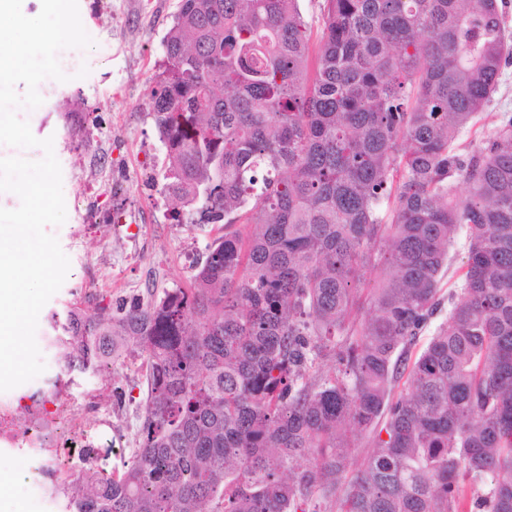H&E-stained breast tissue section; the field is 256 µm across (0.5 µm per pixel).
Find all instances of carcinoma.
I'll return each instance as SVG.
<instances>
[{
    "label": "carcinoma",
    "mask_w": 512,
    "mask_h": 512,
    "mask_svg": "<svg viewBox=\"0 0 512 512\" xmlns=\"http://www.w3.org/2000/svg\"><path fill=\"white\" fill-rule=\"evenodd\" d=\"M501 5L324 0L312 68L298 0H180L165 191L227 232L192 287L69 320L66 351L137 354L146 393L139 448L80 473L68 512H467L470 487L512 512V114L456 147L512 59ZM451 256V266L449 270L447 269L445 272L440 284V288H442L441 295L444 296V306L442 308V312L435 317L431 331L435 326L448 318V291L454 288L458 273L466 264V254L459 244L451 251Z\"/></svg>",
    "instance_id": "obj_1"
}]
</instances>
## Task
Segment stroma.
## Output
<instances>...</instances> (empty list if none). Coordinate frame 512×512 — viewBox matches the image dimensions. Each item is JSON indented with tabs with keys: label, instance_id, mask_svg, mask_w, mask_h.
<instances>
[{
	"label": "stroma",
	"instance_id": "35a3bbf8",
	"mask_svg": "<svg viewBox=\"0 0 512 512\" xmlns=\"http://www.w3.org/2000/svg\"><path fill=\"white\" fill-rule=\"evenodd\" d=\"M85 30L95 32L93 45L73 50L76 65L88 74L51 84V93L38 115L20 109L33 134L54 137V153L62 170L65 198L84 196L85 186L76 173L84 158L95 150L88 138L69 133L56 136L58 108L70 103L85 109L121 115L124 132L115 138L107 163L116 169L132 168L123 186L129 205L151 212L152 223L140 225L136 241L116 237L103 224H85L83 209L67 208L62 225L50 227L70 260L73 278L65 280L48 301L51 310L71 305L91 309L113 307L137 299L150 301L163 290L189 287L192 275L204 260L206 246L223 236V224H198L192 208H185L182 222L171 218L177 202L169 195L154 199L141 184L135 168L147 163L152 181L161 185L169 170L152 113L151 91L164 70L163 39L174 23L179 0H150L140 9L137 0H124L125 18L113 25L99 15L91 0H78ZM512 113V64L502 71L499 87L481 120L459 140V152L475 150L491 134L500 113ZM141 360L127 358L114 369L100 368L70 375L71 391L88 395L97 407L98 420L112 423V439L99 448L95 467L110 473L120 469L138 446V403L145 392Z\"/></svg>",
	"mask_w": 512,
	"mask_h": 512
}]
</instances>
